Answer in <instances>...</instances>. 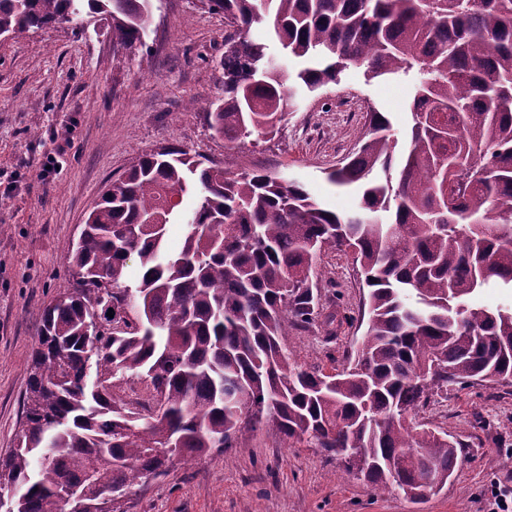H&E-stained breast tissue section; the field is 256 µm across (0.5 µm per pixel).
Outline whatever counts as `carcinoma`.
I'll return each instance as SVG.
<instances>
[{
    "label": "carcinoma",
    "instance_id": "cac0c4a2",
    "mask_svg": "<svg viewBox=\"0 0 512 512\" xmlns=\"http://www.w3.org/2000/svg\"><path fill=\"white\" fill-rule=\"evenodd\" d=\"M150 2L0 0V35L106 13L112 44L132 49ZM208 3L235 28L224 99L207 113L225 143L274 130L295 105L268 45L247 37L267 18L306 93L350 65L410 80V127L401 143L369 108L357 149L329 175L361 193L347 215L263 172L175 149L140 157L89 212L75 283L43 309L16 448L0 460L8 512H69L63 486L96 502L164 474L159 448L205 456L268 425L420 500L447 485L460 444L408 413L450 384L512 380V306L471 302L512 289V0ZM175 221L186 235L169 254ZM329 250L358 262L369 287L357 361L338 373L303 368L284 344L319 319L332 332L337 316H321L311 278Z\"/></svg>",
    "mask_w": 512,
    "mask_h": 512
}]
</instances>
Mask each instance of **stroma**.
Segmentation results:
<instances>
[{"mask_svg": "<svg viewBox=\"0 0 512 512\" xmlns=\"http://www.w3.org/2000/svg\"><path fill=\"white\" fill-rule=\"evenodd\" d=\"M223 14L198 0H156L143 46L112 44L111 22L0 38V455L14 446L27 362L43 307L72 278L70 256L88 212L137 158L172 147L225 169H262L303 184L324 208L347 214L358 194L328 174L356 147L368 106L396 135L410 122L409 87L347 68L337 83L299 98L275 135L228 147L205 114L224 97ZM57 165L40 173L48 152ZM325 311L342 324L292 330L293 358L343 368L367 322L368 289L351 257L326 252L314 266ZM415 418L458 439V466L420 502L347 474L318 449L286 447L266 427L237 447L174 460L143 479L125 512H487L495 483L512 485V384L473 381L438 392Z\"/></svg>", "mask_w": 512, "mask_h": 512, "instance_id": "1", "label": "stroma"}]
</instances>
